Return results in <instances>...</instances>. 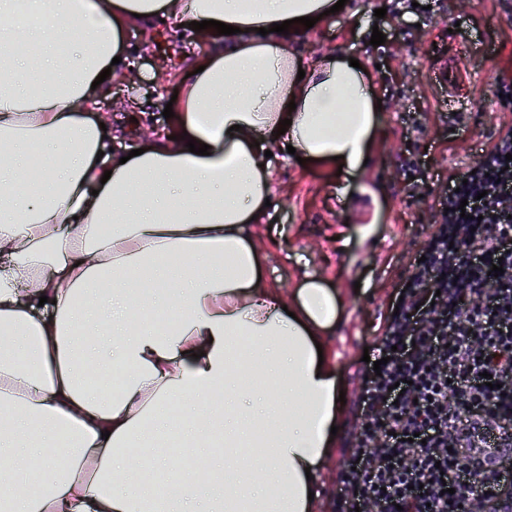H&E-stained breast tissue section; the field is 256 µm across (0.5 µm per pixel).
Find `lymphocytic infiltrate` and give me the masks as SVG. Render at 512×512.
<instances>
[{
    "mask_svg": "<svg viewBox=\"0 0 512 512\" xmlns=\"http://www.w3.org/2000/svg\"><path fill=\"white\" fill-rule=\"evenodd\" d=\"M510 154L512 132L440 202L443 223L468 210L496 227L470 236L454 267L440 234L432 286L406 290L375 338L382 367L368 371L354 402L359 433L344 444L336 512H512V480L500 473L512 463V281L490 274L493 259L512 263V176L502 173ZM450 270L463 287H449Z\"/></svg>",
    "mask_w": 512,
    "mask_h": 512,
    "instance_id": "lymphocytic-infiltrate-1",
    "label": "lymphocytic infiltrate"
}]
</instances>
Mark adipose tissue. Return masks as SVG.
Listing matches in <instances>:
<instances>
[{
  "label": "adipose tissue",
  "instance_id": "adipose-tissue-1",
  "mask_svg": "<svg viewBox=\"0 0 512 512\" xmlns=\"http://www.w3.org/2000/svg\"><path fill=\"white\" fill-rule=\"evenodd\" d=\"M14 2L0 0V512H317L339 393L316 344L342 302L311 277L289 295L262 280L253 227L276 141L347 178L372 154L366 72L287 44L335 0H24L51 15L26 31ZM164 19L210 21L194 38L211 50L181 79L170 135L134 157L89 119L92 84L129 26ZM91 372L120 388L92 389Z\"/></svg>",
  "mask_w": 512,
  "mask_h": 512
}]
</instances>
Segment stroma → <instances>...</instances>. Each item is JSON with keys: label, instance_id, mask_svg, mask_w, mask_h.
I'll return each instance as SVG.
<instances>
[{"label": "stroma", "instance_id": "1", "mask_svg": "<svg viewBox=\"0 0 512 512\" xmlns=\"http://www.w3.org/2000/svg\"><path fill=\"white\" fill-rule=\"evenodd\" d=\"M382 7L385 17L375 18ZM160 29L171 52L167 60L144 29L133 27L123 36L127 62L142 78L128 87L115 76L103 92L108 135H120L131 112L142 131L169 126L164 103L180 89L194 40L172 20ZM376 30L386 36L377 47L370 43ZM288 46L306 63L328 52L358 59L382 104L372 161L352 187L329 166L278 152L272 202L254 228L266 254V281L289 292L307 274L341 297L342 318L322 342L345 394L338 422L344 433L353 424L364 349L390 316L397 293L414 280L417 260L440 227L439 202L449 177L467 172L482 148L512 128V105L497 92L501 71L512 72V0H422L418 7L413 0H347L336 14L292 36ZM447 66L454 70L448 89L437 78ZM158 68L164 75L152 80ZM452 88L469 104L460 132L449 128ZM410 150L421 159L413 178L401 167Z\"/></svg>", "mask_w": 512, "mask_h": 512}]
</instances>
